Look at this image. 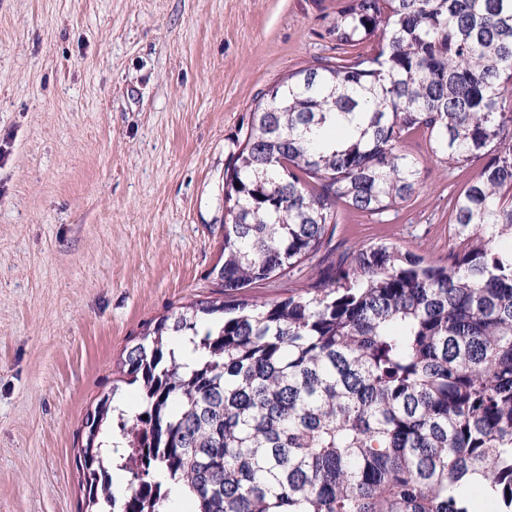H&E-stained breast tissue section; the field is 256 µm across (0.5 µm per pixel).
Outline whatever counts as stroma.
Listing matches in <instances>:
<instances>
[{"instance_id": "obj_1", "label": "stroma", "mask_w": 512, "mask_h": 512, "mask_svg": "<svg viewBox=\"0 0 512 512\" xmlns=\"http://www.w3.org/2000/svg\"><path fill=\"white\" fill-rule=\"evenodd\" d=\"M341 0H0V512H79L74 434L145 322L210 296L224 178L257 99L336 47ZM340 209L332 260L386 243L443 265L451 202ZM242 290L278 301L322 269Z\"/></svg>"}]
</instances>
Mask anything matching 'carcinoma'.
<instances>
[{
  "label": "carcinoma",
  "instance_id": "obj_1",
  "mask_svg": "<svg viewBox=\"0 0 512 512\" xmlns=\"http://www.w3.org/2000/svg\"><path fill=\"white\" fill-rule=\"evenodd\" d=\"M325 34L343 56L264 92L232 153L217 297L147 323L81 419L85 512H512V0H343ZM418 130L446 169L482 162L448 264L358 245L297 296L236 299L326 248L339 207L410 201Z\"/></svg>",
  "mask_w": 512,
  "mask_h": 512
}]
</instances>
